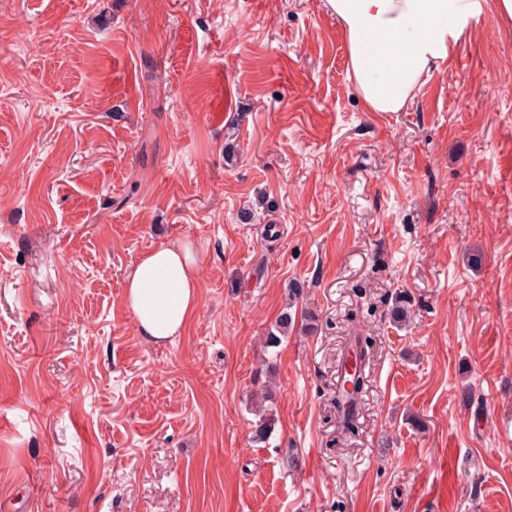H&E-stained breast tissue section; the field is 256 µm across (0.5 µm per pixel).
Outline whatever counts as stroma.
<instances>
[{
  "label": "stroma",
  "instance_id": "stroma-1",
  "mask_svg": "<svg viewBox=\"0 0 512 512\" xmlns=\"http://www.w3.org/2000/svg\"><path fill=\"white\" fill-rule=\"evenodd\" d=\"M482 2L368 112L327 0H0V512H512V21ZM179 244L198 304L154 344L124 283ZM373 341L370 336H354L351 347L344 352L336 369V378L342 374L343 367L351 360L355 362L353 391L342 397H336V430L351 433L355 428L359 394L362 391L366 372L374 365Z\"/></svg>",
  "mask_w": 512,
  "mask_h": 512
}]
</instances>
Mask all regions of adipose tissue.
Listing matches in <instances>:
<instances>
[{
    "label": "adipose tissue",
    "instance_id": "obj_1",
    "mask_svg": "<svg viewBox=\"0 0 512 512\" xmlns=\"http://www.w3.org/2000/svg\"><path fill=\"white\" fill-rule=\"evenodd\" d=\"M327 2L370 112L402 111L431 70L454 57L476 11L474 0ZM124 288L139 334L163 343L182 334L197 307L198 264L186 247H161L141 258Z\"/></svg>",
    "mask_w": 512,
    "mask_h": 512
}]
</instances>
